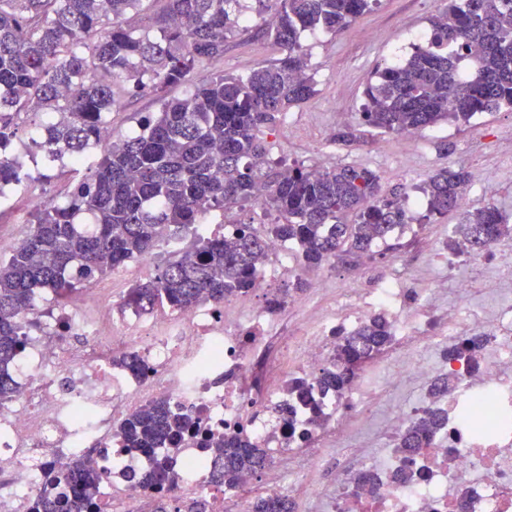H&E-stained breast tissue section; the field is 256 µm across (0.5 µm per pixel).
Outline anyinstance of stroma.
I'll return each mask as SVG.
<instances>
[{
	"mask_svg": "<svg viewBox=\"0 0 512 512\" xmlns=\"http://www.w3.org/2000/svg\"><path fill=\"white\" fill-rule=\"evenodd\" d=\"M444 6L443 0H378L376 6L339 33L305 34L303 45L315 75L316 95L292 108L264 138L272 160L286 164L331 167L351 165L374 171L383 193L402 192L414 201V214H424L420 187L428 175L438 170L464 168L467 185L477 204L492 203L512 223V111L501 109L476 115L470 122H448L424 130L418 146L407 147L400 136L361 125L364 89L374 73L409 52L414 37L430 32V21ZM280 49L249 23L224 43L221 61L198 72L200 78L224 71L245 73L279 57ZM152 96L142 95L113 110L110 132L119 140L137 129L144 116L158 111ZM354 129L357 141L345 144L336 135ZM447 150H440V143ZM66 182L52 180L35 185L29 195L16 197L10 207L0 210V233L21 239L33 221L38 196L63 201ZM457 214L435 217L411 224L397 232L385 258L362 256L341 262L333 259L322 266L324 284L308 281L300 298L309 300L308 313L316 317L336 308L343 290L359 291L381 272L391 271L418 283L435 281L443 286L446 303L459 300L457 278L469 275L471 266L463 262L455 269L433 258L420 240L446 242ZM170 251L156 248L145 260H132L113 273L97 279V286H110L109 298L118 302L139 281L153 276L170 258Z\"/></svg>",
	"mask_w": 512,
	"mask_h": 512,
	"instance_id": "35a3bbf8",
	"label": "stroma"
}]
</instances>
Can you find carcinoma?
<instances>
[{
	"mask_svg": "<svg viewBox=\"0 0 512 512\" xmlns=\"http://www.w3.org/2000/svg\"><path fill=\"white\" fill-rule=\"evenodd\" d=\"M145 0H0V181L27 188L49 181L30 157L50 167L62 158L87 165L66 200L39 206L26 237L0 259V401L14 392L10 367L35 327L25 313L36 295H66L149 254L164 238L190 231L214 210L255 202L275 214L268 232L296 242L303 265L333 258L372 257L396 229L461 212L454 236L482 250L512 225L492 203L463 210L468 173L442 169L421 186L427 214L417 217L394 193H382L367 168L271 165L263 129L316 94L302 34L339 32L378 0H255L259 30L282 56L245 75L217 72L197 80L200 67L224 56V42L250 20L242 0H151L148 24L130 18ZM431 37L402 61L376 73L364 91L363 124L400 135L479 112L512 109V0H451L431 21ZM186 85L182 98L169 97ZM151 95L160 111L139 130L101 144L112 110ZM45 117L39 137L8 153L30 115ZM265 235L242 224L236 237H199L154 276L129 291L146 312L165 304L187 309L220 304L250 288ZM390 339L376 314L336 341L334 368L318 382L341 393L363 358ZM445 424L430 413L404 434L400 447H422ZM194 426L183 409L155 401L117 430L125 448L147 452L178 443ZM218 483L231 489L240 474L264 465L261 449L232 434L217 444ZM174 456L154 457L142 481L157 490L173 479ZM105 474L73 461L44 484L31 512H85L95 507ZM250 512H295L286 497L259 499Z\"/></svg>",
	"mask_w": 512,
	"mask_h": 512,
	"instance_id": "obj_1",
	"label": "carcinoma"
}]
</instances>
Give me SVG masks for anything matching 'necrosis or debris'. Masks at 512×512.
Masks as SVG:
<instances>
[{
	"mask_svg": "<svg viewBox=\"0 0 512 512\" xmlns=\"http://www.w3.org/2000/svg\"><path fill=\"white\" fill-rule=\"evenodd\" d=\"M289 271L288 243L272 235L255 266V301L242 294L152 315L103 301V327L86 314V294L64 304L38 297L33 317L41 333L19 350L13 396L0 402V470L8 474L0 482V512H27L70 458L111 471L97 512H112L118 500L165 498L173 512L196 500L205 512H225L209 442L236 430L266 451L263 474L243 473L244 492L258 484L266 496L306 497L315 512H512V304L475 310V281L468 278L456 283L460 304L443 310L437 289L400 288L387 275L342 301L337 313L300 324L290 340L275 333L278 317L298 306L277 286ZM435 308L436 330L429 323ZM376 313L391 322V340L343 394L316 389L307 401L289 395V379L312 377L333 361L338 332ZM473 332L484 337L474 357L449 356ZM74 333L88 344L61 345V335ZM434 347L453 381L447 392L428 386L434 370L425 352ZM121 350L137 353L146 375L113 365ZM403 375L423 389L394 407L389 394ZM160 399L201 419L178 443L173 483L155 491L139 482L151 454L120 448L114 430ZM432 411L447 416L445 430L421 448L401 449V435ZM327 454L338 462L332 487L318 476L317 462Z\"/></svg>",
	"mask_w": 512,
	"mask_h": 512,
	"instance_id": "4bbe7bcc",
	"label": "necrosis or debris"
}]
</instances>
